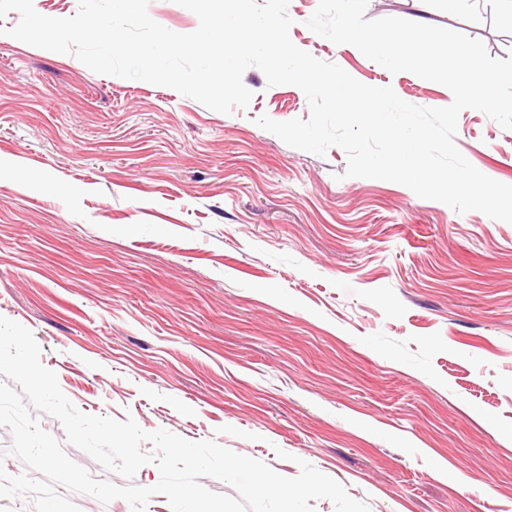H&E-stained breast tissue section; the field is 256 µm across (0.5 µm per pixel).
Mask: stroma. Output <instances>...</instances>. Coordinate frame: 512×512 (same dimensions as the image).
Masks as SVG:
<instances>
[{"label":"stroma","mask_w":512,"mask_h":512,"mask_svg":"<svg viewBox=\"0 0 512 512\" xmlns=\"http://www.w3.org/2000/svg\"><path fill=\"white\" fill-rule=\"evenodd\" d=\"M317 59L406 102L445 86L393 74L306 25ZM512 51L498 0H368ZM0 18V316L30 329L81 411L216 441L294 477L299 461L369 512H512V224L345 177L255 123L308 119L270 87L222 114L7 36ZM512 184V130L463 110L454 138Z\"/></svg>","instance_id":"stroma-1"}]
</instances>
